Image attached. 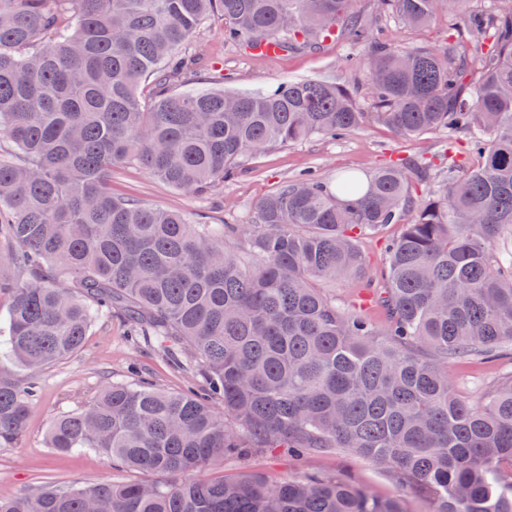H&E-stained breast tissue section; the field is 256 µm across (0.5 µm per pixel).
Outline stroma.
Here are the masks:
<instances>
[{"instance_id":"obj_1","label":"stroma","mask_w":512,"mask_h":512,"mask_svg":"<svg viewBox=\"0 0 512 512\" xmlns=\"http://www.w3.org/2000/svg\"><path fill=\"white\" fill-rule=\"evenodd\" d=\"M476 6L477 0H458L452 10L443 12L428 27L416 29L391 21L386 33L401 48L438 47L447 38L449 23ZM193 45L208 64L205 75L192 84L196 90L240 93L270 90L296 79L323 78L343 85L350 80L343 65L350 51L344 34L315 50L259 57L225 43L223 23L216 19L204 24ZM444 149L445 137L440 133L405 140L386 126L368 124L342 139L316 137L274 147L212 193L194 195L175 190L139 166L113 168L112 192L152 207L188 214L198 221L239 224L249 218L256 204L273 188L305 171H315L329 181L341 170L369 171L399 154L434 159ZM332 293L343 306L383 324L385 311L373 302V293L366 286L340 283ZM132 364L138 366L146 381L160 389L183 392L191 384L190 378L161 353L134 343L120 317L96 321L80 350L38 373L39 398L30 410L24 435L10 446L0 447V498L30 494L49 486L137 479V472L113 465L97 451L58 454L45 446L47 430L58 415L87 404L106 384L127 378ZM448 373L460 394L471 401L479 400L486 386L498 378L495 370L478 360L450 366ZM247 472L262 474L273 484L290 476L345 472L374 495L385 497L396 489L389 469L340 451L311 452L298 460L281 449L261 448L245 457L211 462L203 474L214 479Z\"/></svg>"}]
</instances>
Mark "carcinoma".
<instances>
[{
	"label": "carcinoma",
	"instance_id": "1",
	"mask_svg": "<svg viewBox=\"0 0 512 512\" xmlns=\"http://www.w3.org/2000/svg\"><path fill=\"white\" fill-rule=\"evenodd\" d=\"M0 0V293H11L0 372V447L26 431L35 377L118 315L209 398L115 381L56 417L46 447L93 449L142 474L190 475L256 448H338L393 471L378 498L341 476L271 484L258 473L162 483L68 485L0 499V512H512V375L480 402L448 365L512 346V8L492 0L448 25L439 48L379 37L394 18L428 26L454 0ZM247 50L314 49L347 30L357 87L300 79L273 90L173 95L205 63L204 20ZM151 83L149 97L142 96ZM402 138L465 135L466 164L403 155L363 179L302 175L244 224L193 223L112 194L138 164L184 192L219 188L253 156L367 123ZM388 247L379 327L336 304L338 282L372 281L366 236ZM402 231V225L389 224L380 232L368 236L363 240V251L369 260L370 266L378 271L384 265V245L387 241L399 236Z\"/></svg>",
	"mask_w": 512,
	"mask_h": 512
}]
</instances>
